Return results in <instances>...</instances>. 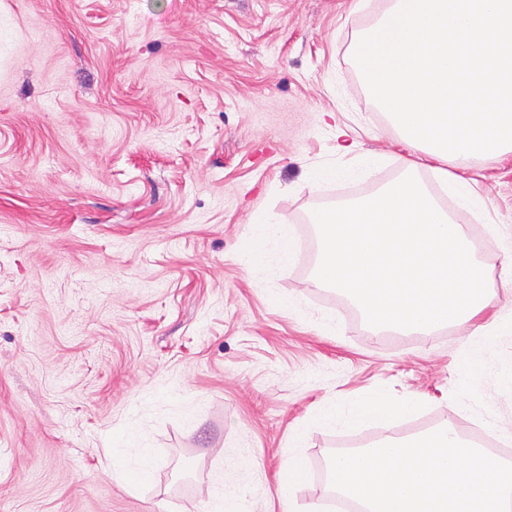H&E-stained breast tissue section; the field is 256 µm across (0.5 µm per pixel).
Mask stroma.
<instances>
[{
  "label": "stroma",
  "instance_id": "35a3bbf8",
  "mask_svg": "<svg viewBox=\"0 0 512 512\" xmlns=\"http://www.w3.org/2000/svg\"><path fill=\"white\" fill-rule=\"evenodd\" d=\"M390 5L0 0V512H201L240 482L241 512H306L328 502L336 451L319 407L424 400L401 425L360 428L372 441L447 417L469 327L378 336L312 284L310 216L340 186L311 173L376 155L342 186L360 196L421 157L353 58ZM470 175L489 200L475 231L512 226V151L477 155ZM260 210L310 242L271 279L237 261ZM478 388L459 428L512 429V392ZM124 427L151 454L135 487L107 450ZM240 455L260 463L245 478Z\"/></svg>",
  "mask_w": 512,
  "mask_h": 512
}]
</instances>
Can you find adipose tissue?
Segmentation results:
<instances>
[{
    "label": "adipose tissue",
    "mask_w": 512,
    "mask_h": 512,
    "mask_svg": "<svg viewBox=\"0 0 512 512\" xmlns=\"http://www.w3.org/2000/svg\"><path fill=\"white\" fill-rule=\"evenodd\" d=\"M293 255L294 246L287 225L272 222L260 212L249 227L247 241L238 251V262L245 270L260 268L270 274L290 263ZM412 409V404L395 401L378 391L347 403L322 407L314 421L322 428L344 433L366 422L390 423L406 416ZM112 457L127 481L135 483L144 476L147 451L142 448L135 432L122 430L113 433Z\"/></svg>",
    "instance_id": "adipose-tissue-1"
}]
</instances>
